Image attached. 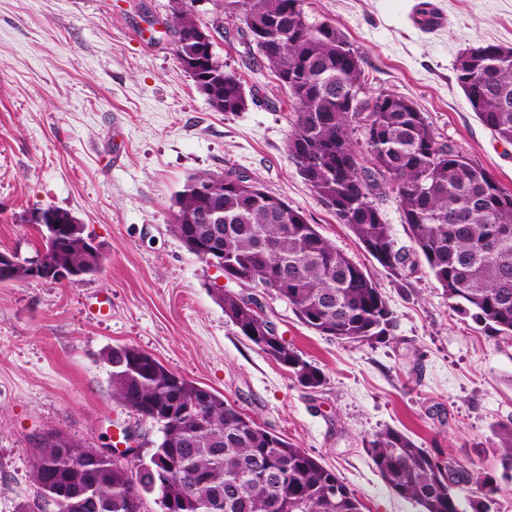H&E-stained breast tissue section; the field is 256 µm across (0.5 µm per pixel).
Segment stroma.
Instances as JSON below:
<instances>
[{
    "label": "stroma",
    "instance_id": "35a3bbf8",
    "mask_svg": "<svg viewBox=\"0 0 512 512\" xmlns=\"http://www.w3.org/2000/svg\"><path fill=\"white\" fill-rule=\"evenodd\" d=\"M419 0H304L363 58L371 94L394 92L438 140L512 191V144L483 125L455 77L464 49L512 47V0H430L445 15L417 25ZM170 0H0V252L35 256L30 211L52 205L85 224L104 270L83 281L0 284V512L37 495L31 464L47 434L89 448L131 431L155 448L157 425L112 398L107 352L137 348L332 469L362 512H420L394 493L364 441L391 427L466 467L501 476L496 433L512 423V340L487 337L453 310L425 269L393 276L300 176L288 154L286 91L248 46L240 21L213 51L250 102L218 112L174 54ZM242 172L299 209L378 282L389 336L346 342L302 325L267 296L278 333L319 367L302 387L242 336L218 291L238 283L171 232L173 197L201 172ZM104 301L105 314L91 306Z\"/></svg>",
    "mask_w": 512,
    "mask_h": 512
}]
</instances>
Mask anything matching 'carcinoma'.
<instances>
[{
	"label": "carcinoma",
	"instance_id": "cac0c4a2",
	"mask_svg": "<svg viewBox=\"0 0 512 512\" xmlns=\"http://www.w3.org/2000/svg\"><path fill=\"white\" fill-rule=\"evenodd\" d=\"M304 0H214L207 25L187 6L171 0L174 53L219 112H242L247 97L236 73L199 50L198 32L238 19L288 94L293 119L288 152L299 173L337 220L348 225L366 252L392 275H401L406 254L395 248L377 200L393 196L410 229L414 250L444 288L453 307L489 336L512 337V191L456 148L437 140L427 117L392 92L364 98L367 78L359 53L331 22L312 21ZM458 84L479 120L512 142V47L487 44L456 59ZM191 176L174 196V224L181 237L192 225L201 241L215 239L258 286L281 281L277 297L321 335L364 342L389 333L393 312L368 271L324 237L317 226L261 188L224 186L203 201ZM222 211L223 223L207 215ZM224 314L238 331L305 388H318L324 374L287 342L266 336L262 322L241 297L218 293ZM112 397L160 426V442L146 458L116 467L73 440L49 435L32 463L36 500L70 490L90 491L84 512H142L144 494L156 492L161 508L215 512L223 492L232 512H362V503L336 473L213 391L207 418L199 420L180 400L200 386L168 370L142 351L117 347ZM505 470H512V426L498 432ZM387 485L416 502L422 512H491L500 490L496 477L458 469L418 446L402 431L386 428L366 441ZM54 479L43 482L45 468ZM340 487L334 499L324 494ZM470 495L462 497L461 491Z\"/></svg>",
	"mask_w": 512,
	"mask_h": 512
}]
</instances>
